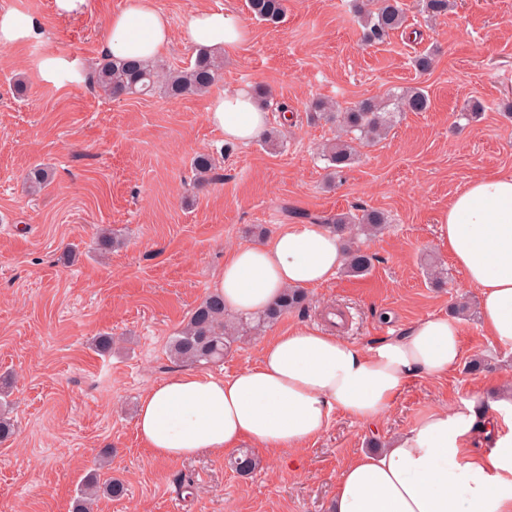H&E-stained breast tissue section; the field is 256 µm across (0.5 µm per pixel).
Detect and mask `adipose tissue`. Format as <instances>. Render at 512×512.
Returning a JSON list of instances; mask_svg holds the SVG:
<instances>
[{
  "label": "adipose tissue",
  "mask_w": 512,
  "mask_h": 512,
  "mask_svg": "<svg viewBox=\"0 0 512 512\" xmlns=\"http://www.w3.org/2000/svg\"><path fill=\"white\" fill-rule=\"evenodd\" d=\"M183 32L189 45L229 54L248 38L244 21L228 8L190 15ZM169 42V19L154 0H126L109 22L103 51L149 59ZM206 120L225 140L247 143L263 133L268 116L250 89L239 88L213 95ZM439 233L479 294L486 333L512 347V174L471 180L442 211ZM345 262L340 237L326 225L286 224L234 249L214 290L225 311L254 314L286 289L327 284ZM462 355L461 327L444 315L370 345L293 326L230 377L183 372L153 385L135 425L162 460L245 442L281 455L316 439L336 411L374 426L409 380L442 378ZM332 512H512V381H503L492 406L474 401L433 411L385 447L355 457L337 481Z\"/></svg>",
  "instance_id": "obj_1"
}]
</instances>
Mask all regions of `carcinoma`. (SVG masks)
I'll return each instance as SVG.
<instances>
[{
  "label": "carcinoma",
  "instance_id": "1",
  "mask_svg": "<svg viewBox=\"0 0 512 512\" xmlns=\"http://www.w3.org/2000/svg\"><path fill=\"white\" fill-rule=\"evenodd\" d=\"M248 9L254 18L270 25H277L284 15V0H248ZM364 40L376 43L384 40L390 32L401 27L404 8L401 0H374V9L362 11ZM219 67L207 49H198L194 63L184 69H172L153 59H115L105 56L97 64L96 82L109 97L118 98L126 94L152 95L163 91L170 99L177 100L190 93H204L218 79ZM429 106L428 96L419 89H409L395 98V102L366 99L345 111H334L333 105L323 100L311 104V109L328 119L338 122L347 139L338 141L323 150L328 167L340 173L354 160L353 143L369 142L382 136L393 122L396 112H424ZM330 229L341 235L358 229L376 234L383 231L387 217L376 210L364 209L362 214L342 213L323 220ZM345 271L351 276H362L372 268L373 255L355 242L346 248ZM306 292L301 288H289L275 305L258 317V325H269L283 315L305 308ZM224 297L212 292L190 313L186 323L169 342L170 357L189 365L216 363L224 359L232 345L241 335L251 331L246 326L228 328L224 321ZM240 475L253 473L258 461L251 453L244 452L232 462ZM124 493L121 483L107 480L99 482L92 474L84 481L75 498L73 512H91L99 495L120 497Z\"/></svg>",
  "mask_w": 512,
  "mask_h": 512
}]
</instances>
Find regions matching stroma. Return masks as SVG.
<instances>
[{
  "label": "stroma",
  "mask_w": 512,
  "mask_h": 512,
  "mask_svg": "<svg viewBox=\"0 0 512 512\" xmlns=\"http://www.w3.org/2000/svg\"><path fill=\"white\" fill-rule=\"evenodd\" d=\"M125 0H88L62 16L54 0H0V12L33 15L37 40L0 47V376L17 433L0 443V512H72L85 476L120 479L125 492L100 498L95 512H330L336 482L371 440H388L422 417L495 399L512 376V348L495 344L479 317V296L438 238L437 218L473 178L512 171V0H455L428 19L404 0L405 19L380 44H367L357 13L367 0H286L279 26L257 21L247 0H154L171 25L169 66L186 67L195 49L182 37L200 10L233 8L251 30L239 51L217 54L214 90L262 88L275 145L225 141L205 119L211 94L170 101L163 92L101 95L91 74L102 41ZM434 52L430 71L416 69ZM49 57L76 62L79 80L42 79ZM409 87L429 107L403 112L384 139L359 149L342 177L329 176L323 146L339 133L313 101L354 107ZM482 106L469 119L464 108ZM215 159L206 182L192 161ZM51 180L31 192L34 165ZM384 212L389 224L361 246L375 255L369 274L337 273L307 291L303 312L234 344L222 362L200 366L224 377L251 365L276 328L326 329L341 309L340 333L368 345L460 302L463 362L446 377L409 381L376 431L333 413L325 432L292 453V465L259 454L242 476L231 451L169 462L139 438L135 413L154 384L184 372L168 343L213 290L237 245L262 241L296 212L319 221L357 209ZM118 245L101 251V230ZM437 264L445 280L428 275ZM113 339L111 351L95 347ZM483 360L470 374L465 362Z\"/></svg>",
  "instance_id": "35a3bbf8"
}]
</instances>
